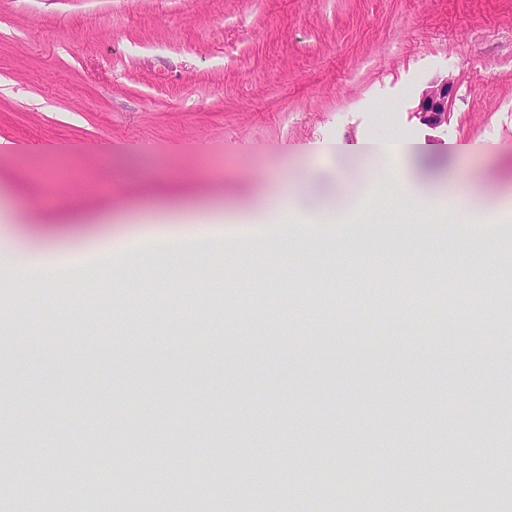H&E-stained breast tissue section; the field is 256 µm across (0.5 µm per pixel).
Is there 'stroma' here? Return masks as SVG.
<instances>
[{"mask_svg":"<svg viewBox=\"0 0 512 512\" xmlns=\"http://www.w3.org/2000/svg\"><path fill=\"white\" fill-rule=\"evenodd\" d=\"M443 77L433 130L420 97ZM392 136L431 143L410 191L447 223L390 224L375 182L340 223L327 190L302 223L254 225L318 143ZM0 140V512L34 496L35 455L101 475L93 512L177 488L195 512H464L476 472L484 512H512V222L480 229L512 201V0H0ZM159 178L185 202L150 196ZM488 250L499 266L460 277ZM420 305L462 333L401 335ZM325 465L354 493L327 497ZM453 91V82L448 78L436 79L422 91L420 112L423 124L431 129L448 125V102Z\"/></svg>","mask_w":512,"mask_h":512,"instance_id":"1","label":"stroma"}]
</instances>
